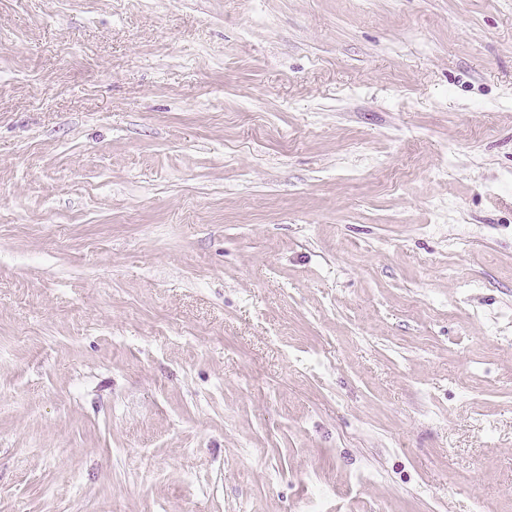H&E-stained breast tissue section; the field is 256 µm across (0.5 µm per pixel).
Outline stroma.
I'll return each mask as SVG.
<instances>
[{"instance_id":"35a3bbf8","label":"stroma","mask_w":512,"mask_h":512,"mask_svg":"<svg viewBox=\"0 0 512 512\" xmlns=\"http://www.w3.org/2000/svg\"><path fill=\"white\" fill-rule=\"evenodd\" d=\"M0 512H512V0H0Z\"/></svg>"}]
</instances>
